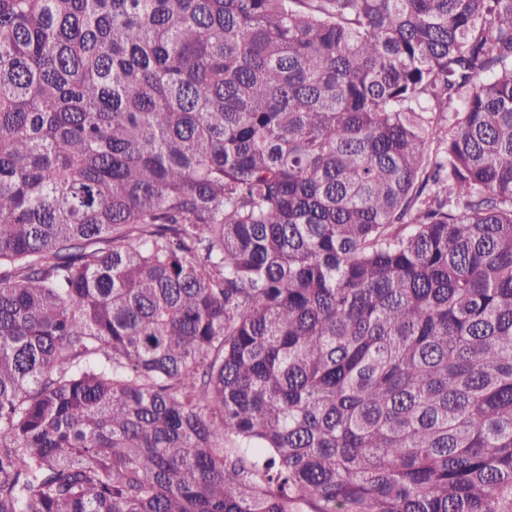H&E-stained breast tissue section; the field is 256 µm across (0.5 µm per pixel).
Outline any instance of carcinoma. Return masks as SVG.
Segmentation results:
<instances>
[{"label":"carcinoma","instance_id":"obj_1","mask_svg":"<svg viewBox=\"0 0 512 512\" xmlns=\"http://www.w3.org/2000/svg\"><path fill=\"white\" fill-rule=\"evenodd\" d=\"M0 512H512V0H0Z\"/></svg>","mask_w":512,"mask_h":512}]
</instances>
